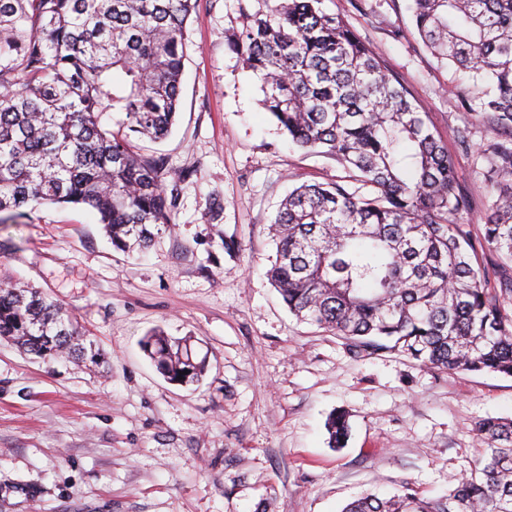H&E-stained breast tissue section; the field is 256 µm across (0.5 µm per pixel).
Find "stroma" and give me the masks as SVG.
Listing matches in <instances>:
<instances>
[{
  "mask_svg": "<svg viewBox=\"0 0 512 512\" xmlns=\"http://www.w3.org/2000/svg\"><path fill=\"white\" fill-rule=\"evenodd\" d=\"M276 0H198L186 27L178 121L137 150L166 160L173 228L130 259L82 205H42L0 224V280L60 301L102 363L39 359L0 339V483L35 484L5 512H341L402 488L438 498L480 460L474 428L512 418V377L438 371L370 354L298 322L265 272L268 227L288 189L345 180L329 158L292 145L257 103L258 81L227 47ZM409 0H324L379 52L425 108L470 207L479 260L489 189L460 99L483 88L425 47ZM192 337L199 383L167 381L144 352L151 330ZM348 413L332 447L326 423Z\"/></svg>",
  "mask_w": 512,
  "mask_h": 512,
  "instance_id": "obj_1",
  "label": "stroma"
}]
</instances>
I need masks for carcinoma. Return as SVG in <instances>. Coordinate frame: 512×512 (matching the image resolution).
Listing matches in <instances>:
<instances>
[{
	"label": "carcinoma",
	"instance_id": "obj_1",
	"mask_svg": "<svg viewBox=\"0 0 512 512\" xmlns=\"http://www.w3.org/2000/svg\"><path fill=\"white\" fill-rule=\"evenodd\" d=\"M323 0H279L229 39L259 80V104L296 147L357 173L302 184L281 202L266 276L299 320L370 353L430 369L512 377V0H413L428 49L483 85L472 124L491 190L483 242L500 287H487L454 160L427 114L379 54ZM196 0H0V223L43 203L92 209L113 248L142 253L171 224L166 167L130 134L164 139L176 122L186 24ZM122 113L117 129L109 113ZM0 338L38 357L96 362L65 308L35 288L0 285ZM172 382L199 381L191 338L142 341ZM349 434L343 412L327 423ZM479 466L448 495L366 493L342 512H512V418L476 428ZM33 487L0 485V507Z\"/></svg>",
	"mask_w": 512,
	"mask_h": 512
}]
</instances>
